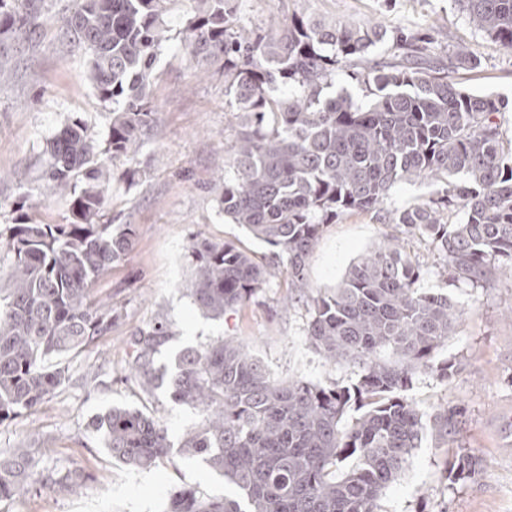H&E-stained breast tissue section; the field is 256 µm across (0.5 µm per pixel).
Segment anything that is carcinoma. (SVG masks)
<instances>
[{
  "instance_id": "cac0c4a2",
  "label": "carcinoma",
  "mask_w": 512,
  "mask_h": 512,
  "mask_svg": "<svg viewBox=\"0 0 512 512\" xmlns=\"http://www.w3.org/2000/svg\"><path fill=\"white\" fill-rule=\"evenodd\" d=\"M177 0H80L63 17L62 41L85 51L89 79L111 114L106 134L67 118L47 141L43 195L68 202L64 224L19 217L0 268V423L30 411L67 376L51 357L77 353L112 330V309L94 304L90 286L133 246V230L104 222L115 160L134 159L150 140L153 73L171 45L224 73L236 134L219 207L271 248L262 262L228 242L195 238L187 291L203 313L220 317L262 287L268 263H284L291 288H304L307 259L325 225L350 212L383 211L400 182L444 187L389 215L403 233L432 247L448 282L482 288L512 269V139L498 116L508 101L478 94L454 74L479 66L464 45L444 58L420 33L398 31L393 57L373 48L386 30L371 22L294 17L275 33L248 32L231 0L194 4L182 28L168 25ZM472 25L512 52V0H454ZM41 0H0V79L8 78L5 42L29 36ZM353 68L361 103L336 89V68ZM419 260L397 237L351 265L336 287L312 297L310 345L331 362L358 365L347 386L301 378L271 380L262 362L232 338L187 348L175 359L171 398L198 410L202 424L179 453L200 457L237 491L210 500L175 494L167 512H378L385 490L406 470L427 422L404 396L413 377L444 381L451 359L437 361L462 310L443 291L418 288ZM172 336L157 322L129 338L131 376L144 391L164 385L155 355ZM463 410L433 416L444 441L460 433ZM112 457L156 467L172 455L167 428L139 410L116 407L97 419ZM482 459L457 448L451 484L476 479ZM78 476L38 470L33 449L0 451V499L39 488L72 491Z\"/></svg>"
}]
</instances>
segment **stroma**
Returning a JSON list of instances; mask_svg holds the SVG:
<instances>
[{
	"mask_svg": "<svg viewBox=\"0 0 512 512\" xmlns=\"http://www.w3.org/2000/svg\"><path fill=\"white\" fill-rule=\"evenodd\" d=\"M248 30L271 31L288 16L303 14L343 22L381 21L390 28L433 32L439 51L459 43L483 58L480 68L460 73L462 85L491 92L512 103V56L469 22L453 0H231ZM73 0H46L45 13L29 39L11 44L14 72L0 83V233L12 222L11 204L21 202L34 222L64 223L67 206L37 191L47 140L77 115L104 132L110 114L94 95L86 55L63 44L58 13ZM154 123L149 144L135 161L142 176L120 181L117 162L108 219L131 225V251L92 284L91 295L110 306V332L82 352L59 355L53 367L69 381L34 411L0 423V448H32L39 468L70 470L83 481L75 493L49 491L20 500H1L0 512H166L170 498L185 488L223 498L231 488L201 458L172 455L152 469L112 459L93 423L115 407L138 409L163 424L172 444L201 422L194 409L174 402L167 389L146 395L128 369L132 330L163 321L173 336L156 356L173 370L176 355L233 338L265 366L271 378H302L319 385H347L359 373L351 363L327 361L310 345V297L336 286L348 267L398 235L396 225L371 213L354 212L326 225L310 253L305 289H291L286 268L269 266L266 281L243 308L223 318L206 317L185 290L193 272L189 246L197 236L230 242L268 255L220 212L218 199L235 140L236 119L224 97V77L204 70L178 49L166 50L154 71ZM463 310L437 359L457 361L445 381L416 374L405 396L425 416L448 406L463 408L459 445L483 459L473 482L449 484L444 463L450 445L425 432L404 474L386 490L378 512H512V272L483 288L453 289Z\"/></svg>",
	"mask_w": 512,
	"mask_h": 512,
	"instance_id": "stroma-1",
	"label": "stroma"
}]
</instances>
